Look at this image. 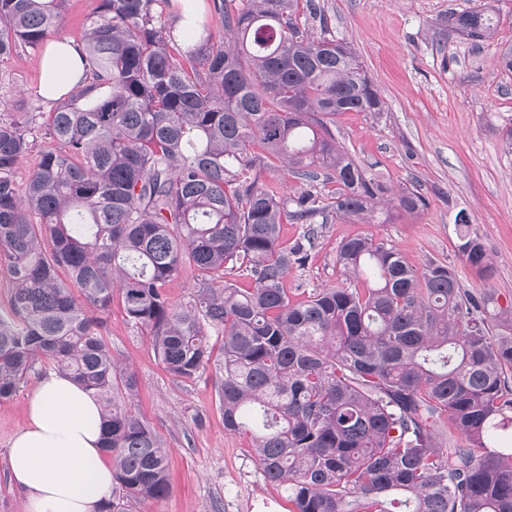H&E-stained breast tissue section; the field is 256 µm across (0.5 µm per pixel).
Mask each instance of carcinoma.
<instances>
[{
    "mask_svg": "<svg viewBox=\"0 0 512 512\" xmlns=\"http://www.w3.org/2000/svg\"><path fill=\"white\" fill-rule=\"evenodd\" d=\"M68 2L0 0V63L42 48ZM97 2L81 85L48 112L0 117V265L12 285L0 400L50 363L101 403L115 487L100 512L166 497L161 440L117 399L137 386L117 378L102 333L118 287L169 372L211 370L224 429L250 435L290 512H512V308L491 312L494 296L462 288L448 265L419 272L365 235L337 246L345 285L288 298L318 223L393 217L375 219L383 185L331 132L337 116L384 102L352 48L326 36L318 0H212L232 40L201 23L182 44L167 28L171 0ZM308 18L322 36L309 35ZM452 24L482 39L498 15L471 10ZM279 166L311 187L336 184L331 201L261 180ZM424 206L409 191L394 208ZM288 219L306 225L289 246L279 238ZM454 225L459 253L484 273L469 215ZM238 264L254 287L224 279ZM184 267L196 299L178 310L164 285ZM208 326L223 334L216 356Z\"/></svg>",
    "mask_w": 512,
    "mask_h": 512,
    "instance_id": "obj_1",
    "label": "carcinoma"
}]
</instances>
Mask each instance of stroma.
Here are the masks:
<instances>
[{"mask_svg":"<svg viewBox=\"0 0 512 512\" xmlns=\"http://www.w3.org/2000/svg\"><path fill=\"white\" fill-rule=\"evenodd\" d=\"M329 28L363 61L385 103L381 113L347 112L332 129L337 145L388 187L389 199L411 190L425 199L415 216L386 224H353L330 218L304 266L286 286L292 301L336 285V247L368 235L395 245L414 267L431 260L453 267L463 287L491 292L496 307H512V153L501 130L512 125V77L500 71V50L512 43V0H319ZM491 4L496 32L480 41L454 31L450 16ZM39 53L12 57L4 68L15 99L50 110L37 94ZM466 210L491 260L478 278L458 252L453 217ZM104 334L118 375L137 379L121 395L160 437L168 453L170 490L160 500L130 504L128 512H289L281 488L267 483L248 434L224 428L211 371L187 381L167 371L148 328L130 322L113 297L103 315ZM46 371L37 366L19 393L0 401V512H24L6 457L25 423V395Z\"/></svg>","mask_w":512,"mask_h":512,"instance_id":"stroma-1","label":"stroma"}]
</instances>
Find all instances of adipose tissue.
I'll list each match as a JSON object with an SVG mask.
<instances>
[{"label": "adipose tissue", "instance_id": "ef3b65f1", "mask_svg": "<svg viewBox=\"0 0 512 512\" xmlns=\"http://www.w3.org/2000/svg\"><path fill=\"white\" fill-rule=\"evenodd\" d=\"M83 50L50 42L39 66V92L54 99L84 78ZM101 405L69 377L48 371L26 397V422L11 439L7 464L23 491L25 512H99L112 496V462L105 456Z\"/></svg>", "mask_w": 512, "mask_h": 512}]
</instances>
